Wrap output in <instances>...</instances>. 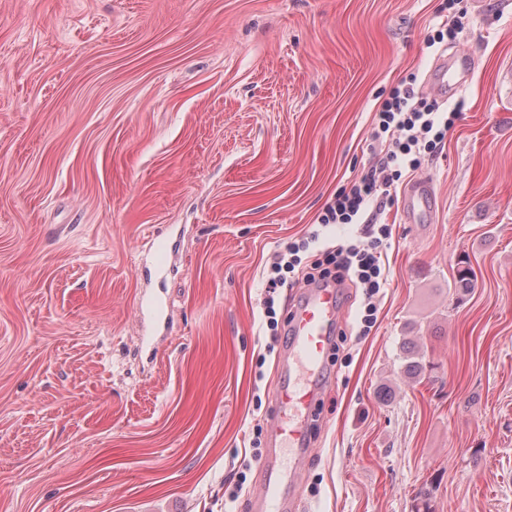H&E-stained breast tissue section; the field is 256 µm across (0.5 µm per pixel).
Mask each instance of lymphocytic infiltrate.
<instances>
[{
	"instance_id": "f902f5d3",
	"label": "lymphocytic infiltrate",
	"mask_w": 512,
	"mask_h": 512,
	"mask_svg": "<svg viewBox=\"0 0 512 512\" xmlns=\"http://www.w3.org/2000/svg\"><path fill=\"white\" fill-rule=\"evenodd\" d=\"M416 81L413 74L402 78L390 88L375 112L371 138L376 165L337 190L317 217L319 226L324 228L332 224L364 225L367 243L337 246L325 262L306 267L302 255L310 241L303 238L288 242L270 262L260 305L272 339L282 335L275 293L278 288L291 286L298 277L307 283L332 280L361 289L360 334H368L376 324L377 301L387 283L381 248L390 237V229L375 222L371 206L389 198L390 189L401 179L403 170L417 169L422 158L439 149L453 124L452 118L439 112L433 101L419 94Z\"/></svg>"
}]
</instances>
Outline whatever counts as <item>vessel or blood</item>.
<instances>
[{
	"label": "vessel or blood",
	"instance_id": "vessel-or-blood-1",
	"mask_svg": "<svg viewBox=\"0 0 512 512\" xmlns=\"http://www.w3.org/2000/svg\"><path fill=\"white\" fill-rule=\"evenodd\" d=\"M474 62L469 53L442 56L430 69L427 85L438 97L469 79ZM433 192L424 180L406 190L403 209L416 221L433 220ZM343 291L335 285H303L286 327L287 340L276 361L278 382L272 391L274 411L268 421L269 446L261 461L262 478L248 500V512H297L295 486L309 457L306 414L319 400L326 385L327 360L335 330L343 319ZM139 313L154 330L168 331L169 321L161 301L140 298ZM289 450L292 467H285L281 452Z\"/></svg>",
	"mask_w": 512,
	"mask_h": 512
}]
</instances>
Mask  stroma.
<instances>
[{
    "label": "stroma",
    "mask_w": 512,
    "mask_h": 512,
    "mask_svg": "<svg viewBox=\"0 0 512 512\" xmlns=\"http://www.w3.org/2000/svg\"><path fill=\"white\" fill-rule=\"evenodd\" d=\"M0 0V512H245L273 409L263 271L375 163L401 78L468 52L438 152L382 207L369 335L343 299L302 512H512V0ZM435 218L408 224L406 183ZM175 244L151 275L157 242ZM474 288L455 281L460 263ZM163 295L147 360L137 301ZM423 367L409 377L407 356Z\"/></svg>",
    "instance_id": "1"
}]
</instances>
